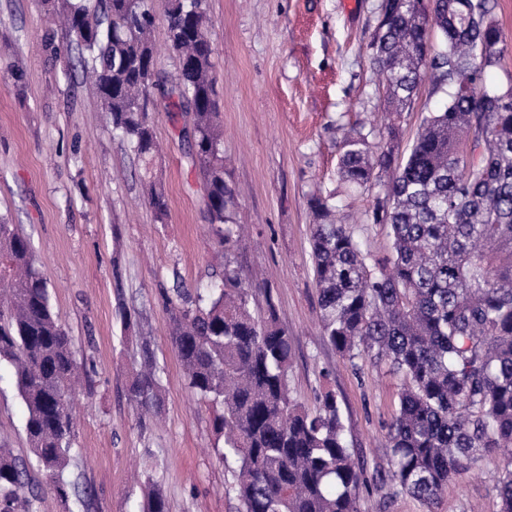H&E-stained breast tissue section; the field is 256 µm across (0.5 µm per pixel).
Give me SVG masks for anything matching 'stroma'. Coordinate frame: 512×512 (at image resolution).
I'll return each mask as SVG.
<instances>
[{"label": "stroma", "mask_w": 512, "mask_h": 512, "mask_svg": "<svg viewBox=\"0 0 512 512\" xmlns=\"http://www.w3.org/2000/svg\"><path fill=\"white\" fill-rule=\"evenodd\" d=\"M382 0H207L218 107L224 123L225 178L238 196L244 234L235 260L252 285V304L273 295L294 338L290 394L314 405L330 387L348 417L356 463L368 476L386 466L385 426L397 409L400 380L385 365H352L323 339L308 233L311 194H335L338 223L379 258L390 252L385 226L373 223L381 189L350 192L339 158L351 129L384 132V90L371 62ZM506 36L490 85L512 87V0H497ZM52 22L40 0H0V216L29 239L52 292V305L94 367L78 392L69 475L76 495L61 501L38 466V512H147L160 486L168 512H238L233 476L214 451L213 413L188 390L169 336L160 289L205 284L215 239L205 191L188 161L182 127L163 102L152 109L162 145L152 162L168 197L156 223L141 199V162L131 144L106 131L100 100L80 70L64 79L44 49ZM446 103L423 77L398 119L407 156L423 118ZM150 345L160 370L159 399L140 412L128 388ZM25 408L14 376L0 365V440L29 453ZM484 460L448 483L434 512H498L494 472Z\"/></svg>", "instance_id": "stroma-1"}]
</instances>
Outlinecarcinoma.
Returning a JSON list of instances; mask_svg holds the SVG:
<instances>
[{
  "label": "carcinoma",
  "instance_id": "1",
  "mask_svg": "<svg viewBox=\"0 0 512 512\" xmlns=\"http://www.w3.org/2000/svg\"><path fill=\"white\" fill-rule=\"evenodd\" d=\"M63 40L45 36L51 58L82 72L112 132L129 139L145 165L141 184L155 220L168 199L152 175L157 152L150 94L161 88L171 112L191 115L184 130L192 166L205 183L208 224L222 259L210 288L162 293L169 334L187 388L214 408L218 458L234 465L239 512H361L366 477L353 459L336 394L309 410L288 388L293 337L277 305L250 307L251 285L236 264V201L224 179V126L213 76L207 0H164L170 47L180 70L169 85L152 57L153 0H44ZM495 0H383L371 43L388 111L416 95L421 71L448 96L424 120L398 162V126L375 145L344 139L339 175L351 190L384 188L373 223L388 229L391 256L378 259L334 220V196L310 197V250L322 335L350 363L385 364L402 382L387 426L386 496L404 493L426 512L448 481L512 448V87L486 84L506 39ZM439 47L433 48L432 37ZM15 377L25 434L64 502L75 435V386L91 366L55 315L47 280L28 238L0 216V363ZM158 380L149 370L129 389L146 406ZM499 512H512V458L495 486ZM28 463L0 442V512H37Z\"/></svg>",
  "mask_w": 512,
  "mask_h": 512
}]
</instances>
